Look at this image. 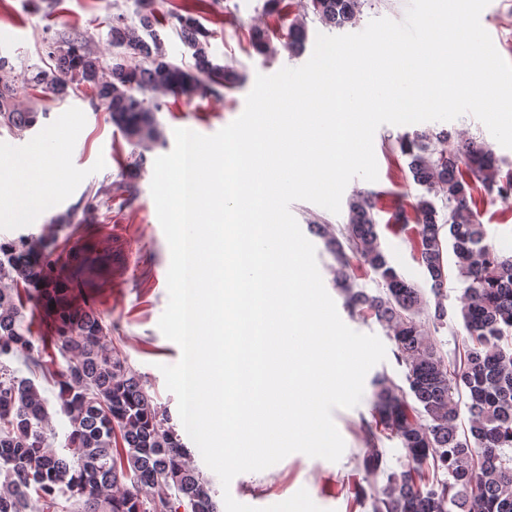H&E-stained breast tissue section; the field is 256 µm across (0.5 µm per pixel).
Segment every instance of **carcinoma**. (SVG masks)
I'll return each mask as SVG.
<instances>
[{"label": "carcinoma", "mask_w": 512, "mask_h": 512, "mask_svg": "<svg viewBox=\"0 0 512 512\" xmlns=\"http://www.w3.org/2000/svg\"><path fill=\"white\" fill-rule=\"evenodd\" d=\"M138 3L139 26L112 17L109 36L119 53L108 74L87 38L74 34L50 51L53 68L0 78V123L19 133L36 125L38 112L15 109L21 95H81L148 145L160 138V105L145 93L206 96L240 83L235 69L210 59L212 33L194 8L167 13L192 50L194 64L182 66L168 58L155 33L156 0ZM363 4L306 0L303 11L342 28L359 18ZM248 41L259 54L272 51L266 27H253ZM305 41V20H293L288 48L300 53ZM450 137L443 130L398 141L425 193L411 210L398 207L394 219L410 234L434 301L392 264L369 196L357 192L349 198L348 222L340 227L311 226L334 261L333 285L347 312L375 320L405 368V387L384 371L376 374L371 419L360 425L362 478L350 494L359 505L371 501L372 512H512V256L488 241L478 215V200L512 198V164L474 136L452 150L440 147ZM34 248L24 240L0 242V512H28L33 500L39 512H217L209 480L167 426V410L154 403L138 372L106 351L112 329L92 309L71 301L53 260L31 261ZM360 273L373 275L376 290L358 287ZM453 279L462 284V294L449 309L443 291ZM25 295L39 302L49 320L46 340L34 339L25 325ZM451 314L465 335L450 355L438 347L433 330ZM58 355L67 363L62 369L50 367ZM17 357L58 386L60 408L71 424L68 454L49 442L45 399L32 382L15 376L8 361ZM463 409L467 425L461 427ZM384 435L397 439L409 458L399 470L389 467L379 447Z\"/></svg>", "instance_id": "carcinoma-1"}]
</instances>
